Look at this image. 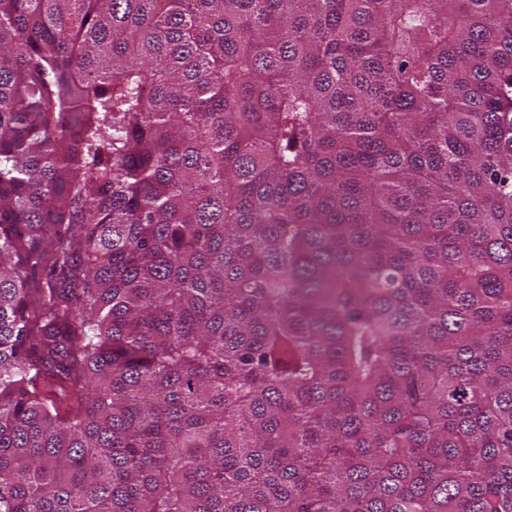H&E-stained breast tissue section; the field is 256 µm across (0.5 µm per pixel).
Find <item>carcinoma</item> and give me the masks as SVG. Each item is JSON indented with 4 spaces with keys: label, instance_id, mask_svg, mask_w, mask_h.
Instances as JSON below:
<instances>
[{
    "label": "carcinoma",
    "instance_id": "1",
    "mask_svg": "<svg viewBox=\"0 0 512 512\" xmlns=\"http://www.w3.org/2000/svg\"><path fill=\"white\" fill-rule=\"evenodd\" d=\"M0 512H512V0H0Z\"/></svg>",
    "mask_w": 512,
    "mask_h": 512
}]
</instances>
